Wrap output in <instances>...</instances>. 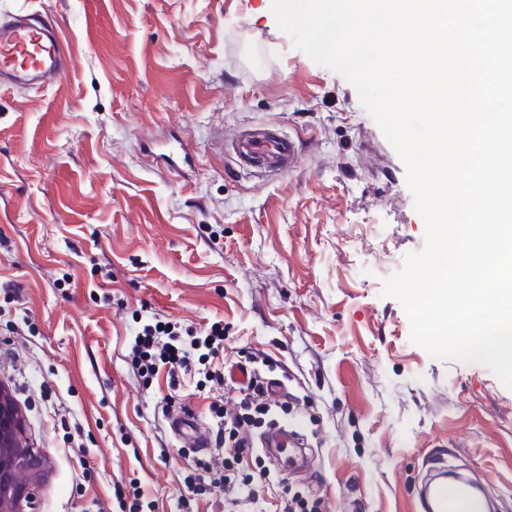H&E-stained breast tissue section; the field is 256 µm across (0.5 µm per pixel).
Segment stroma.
I'll list each match as a JSON object with an SVG mask.
<instances>
[{"mask_svg": "<svg viewBox=\"0 0 512 512\" xmlns=\"http://www.w3.org/2000/svg\"><path fill=\"white\" fill-rule=\"evenodd\" d=\"M41 14L69 71L0 87V383L49 458L37 512H225L222 468L170 421L238 393L130 359L154 316L218 322L210 371L255 363L304 469L277 468L319 512H424L438 472L512 512V388L410 339L382 278L424 245L405 167L355 88L279 30L271 0H0ZM292 141L294 170L233 143ZM188 147L174 179L166 153Z\"/></svg>", "mask_w": 512, "mask_h": 512, "instance_id": "35a3bbf8", "label": "stroma"}]
</instances>
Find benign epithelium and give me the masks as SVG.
Wrapping results in <instances>:
<instances>
[{
    "mask_svg": "<svg viewBox=\"0 0 512 512\" xmlns=\"http://www.w3.org/2000/svg\"><path fill=\"white\" fill-rule=\"evenodd\" d=\"M47 467V456L27 437L21 407L0 383V512H34L36 483Z\"/></svg>",
    "mask_w": 512,
    "mask_h": 512,
    "instance_id": "7a95c632",
    "label": "benign epithelium"
}]
</instances>
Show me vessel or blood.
I'll use <instances>...</instances> for the list:
<instances>
[{
    "label": "vessel or blood",
    "mask_w": 512,
    "mask_h": 512,
    "mask_svg": "<svg viewBox=\"0 0 512 512\" xmlns=\"http://www.w3.org/2000/svg\"><path fill=\"white\" fill-rule=\"evenodd\" d=\"M67 66V53L57 31L47 24L33 23L28 12L0 17V83L12 84L34 77L43 83L59 79ZM237 154L250 162L292 170L298 161L292 142L270 134L253 135L237 142ZM485 506L455 484L439 486L433 497L434 512H484Z\"/></svg>",
    "instance_id": "vessel-or-blood-1"
}]
</instances>
